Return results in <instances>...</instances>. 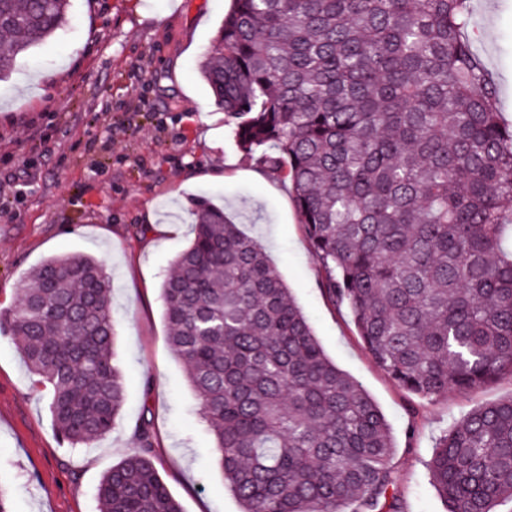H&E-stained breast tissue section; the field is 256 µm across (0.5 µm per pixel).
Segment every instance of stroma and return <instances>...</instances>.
I'll list each match as a JSON object with an SVG mask.
<instances>
[{
  "instance_id": "1",
  "label": "stroma",
  "mask_w": 512,
  "mask_h": 512,
  "mask_svg": "<svg viewBox=\"0 0 512 512\" xmlns=\"http://www.w3.org/2000/svg\"><path fill=\"white\" fill-rule=\"evenodd\" d=\"M471 5L472 47L512 121V0ZM229 6L70 0L63 28L0 80V319L31 268L51 256H94L112 279L125 389L115 428L91 446H71L54 428L49 386L0 334V484L12 512H95L102 477L138 451L145 420L157 470L184 512H240L163 320L161 284L193 237L203 198L264 245L325 352L382 410L399 512H445L427 468L437 440L471 409L512 396L505 376L424 401L374 363L348 307L321 286L288 184L256 178L198 72ZM24 120L39 136L23 134Z\"/></svg>"
}]
</instances>
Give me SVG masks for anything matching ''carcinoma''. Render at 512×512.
<instances>
[{
    "label": "carcinoma",
    "mask_w": 512,
    "mask_h": 512,
    "mask_svg": "<svg viewBox=\"0 0 512 512\" xmlns=\"http://www.w3.org/2000/svg\"><path fill=\"white\" fill-rule=\"evenodd\" d=\"M70 0H0V79L67 22ZM471 0H231L199 72L236 146L289 184L329 298L422 400L512 378V125L466 36ZM162 282L170 345L242 512H398L394 440L325 354L261 242L199 201ZM8 331L51 387L54 427H114L112 281L87 254L26 276ZM97 488L99 512H184L153 433ZM446 512L512 501V397L478 407L428 462Z\"/></svg>",
    "instance_id": "1"
}]
</instances>
